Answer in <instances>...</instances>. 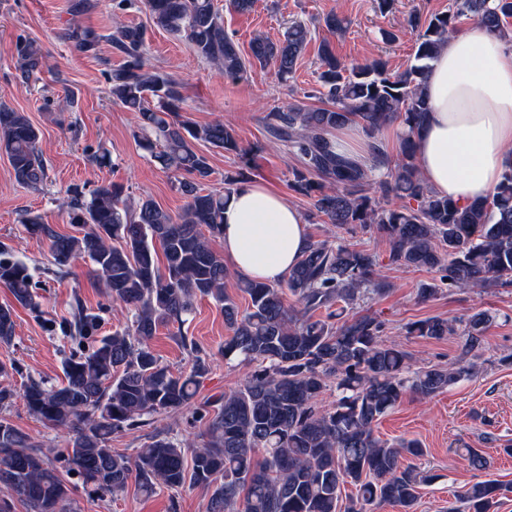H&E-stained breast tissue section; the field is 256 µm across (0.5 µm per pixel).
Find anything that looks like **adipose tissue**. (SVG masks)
I'll use <instances>...</instances> for the list:
<instances>
[{
    "label": "adipose tissue",
    "mask_w": 512,
    "mask_h": 512,
    "mask_svg": "<svg viewBox=\"0 0 512 512\" xmlns=\"http://www.w3.org/2000/svg\"><path fill=\"white\" fill-rule=\"evenodd\" d=\"M429 114L416 165L438 195L464 205L495 192L512 161V58L480 24L457 31L431 63ZM308 245L301 212L265 184L240 186L224 208V255L245 278L275 283Z\"/></svg>",
    "instance_id": "obj_1"
}]
</instances>
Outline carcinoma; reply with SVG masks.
Here are the masks:
<instances>
[{"label": "carcinoma", "mask_w": 512, "mask_h": 512, "mask_svg": "<svg viewBox=\"0 0 512 512\" xmlns=\"http://www.w3.org/2000/svg\"><path fill=\"white\" fill-rule=\"evenodd\" d=\"M143 4L156 27L186 37L231 80L254 65L271 66L281 78L292 75L312 39L308 25L293 22L278 42L253 39L247 61L224 31L214 0ZM91 6V0L72 4L68 38L94 54L104 36L79 20ZM510 18L512 0H450L446 12L416 15L410 20L416 34L413 62L399 73L389 72L382 59L349 66L325 41L319 47L325 103L293 104L264 116L267 131L297 161L289 186L310 199L311 218L351 234L375 228L388 243V264L441 273L440 282L418 288L423 301L442 284L512 286V165L491 197L458 205L427 186L415 165L414 141L428 112L422 85L440 46L464 19L501 35L512 32ZM113 23L110 39L124 62L107 73L110 94L138 114L145 148L176 175L185 204L176 216L150 198L132 206L123 186L112 182L99 185L88 199L78 194L71 199L69 221L80 226L75 234L61 233L39 213L26 214L28 232L48 244L56 268L63 272L80 259L89 261L98 284L132 313V321L70 354L60 386L35 378L19 390L0 384V412L20 400L30 415L68 435V446L54 463L0 415V484L27 512H68L64 470L78 474L90 494L115 493L131 480L148 496L161 487L203 486L211 490L208 512H366V506L385 502L414 512L420 486L433 479L413 463L424 450L416 440L382 441L374 436V425L406 392L431 397L470 368L453 363L416 368L405 350L386 343L385 322L360 306L390 285L380 277L379 255L363 247L309 240L281 282L239 278L248 299L240 310L224 293L229 271L210 240L224 235V206L248 176L225 175L222 193L206 189L212 167L196 143L238 155L246 166L260 147H241L222 122L200 125L182 115L181 82L146 64L145 28L124 24L117 15ZM15 55L25 80L42 67L32 41L16 43ZM395 120L405 129L396 159L378 144L369 164L336 151V129L356 122L372 137ZM39 142L40 130L26 113L0 104V153L16 181L33 189L47 177ZM389 197L401 204H383ZM0 286L19 305L37 306L24 263L1 258ZM287 292L300 309L286 304ZM205 297L221 307L231 331L224 359L255 368L239 388L202 409L209 417L206 442L156 432L132 458L112 447V435L138 426L146 415L183 411L209 374L206 358L193 344L191 368L179 375L148 345L159 328L183 325L195 300ZM14 317L13 307L0 306L1 344L14 338ZM492 321L479 310L458 327L433 317L407 324L406 333L434 340L456 333L469 355L482 347ZM95 326L96 317L76 303L70 339L82 341ZM330 387L336 401L327 406L323 395ZM347 485L356 494L342 496ZM511 494L512 482L486 479L458 499L465 512H497Z\"/></svg>", "instance_id": "obj_1"}]
</instances>
